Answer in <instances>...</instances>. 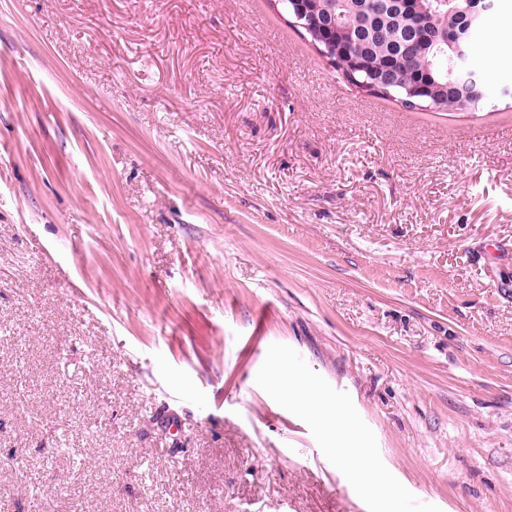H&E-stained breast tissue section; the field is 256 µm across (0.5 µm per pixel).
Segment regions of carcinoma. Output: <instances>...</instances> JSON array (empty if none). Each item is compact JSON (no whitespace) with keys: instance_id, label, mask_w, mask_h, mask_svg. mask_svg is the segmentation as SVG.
<instances>
[{"instance_id":"obj_1","label":"carcinoma","mask_w":512,"mask_h":512,"mask_svg":"<svg viewBox=\"0 0 512 512\" xmlns=\"http://www.w3.org/2000/svg\"><path fill=\"white\" fill-rule=\"evenodd\" d=\"M365 0H310L311 26L305 30L320 51H331L326 58L351 83L372 81L389 73L398 76V84L379 95L394 101L407 98V88L418 86L425 96L412 101L433 112L479 111L486 106L491 90L485 84L475 87L466 103L448 89L455 83L445 77L437 61L442 53H451L447 46L438 47L423 38L425 29L434 31L461 30L465 25L464 9L470 0H456L455 10L438 8L435 0H381L377 12L362 15L358 6ZM344 15L360 24L352 34L344 35L338 17ZM483 21L475 20L464 34L470 50L469 63L487 52L477 36Z\"/></svg>"}]
</instances>
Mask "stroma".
Masks as SVG:
<instances>
[{
	"label": "stroma",
	"instance_id": "35a3bbf8",
	"mask_svg": "<svg viewBox=\"0 0 512 512\" xmlns=\"http://www.w3.org/2000/svg\"><path fill=\"white\" fill-rule=\"evenodd\" d=\"M0 512H512V101L367 95L268 0H0ZM272 391L274 394H280L295 403L312 409L325 428H336V434L340 432L336 424V416L334 411L319 400L314 392L301 383H288L281 378L274 377L271 379ZM336 460L347 469L366 493L390 498L394 489L375 470L370 457L369 448H361L353 442L343 443L335 448Z\"/></svg>",
	"mask_w": 512,
	"mask_h": 512
}]
</instances>
